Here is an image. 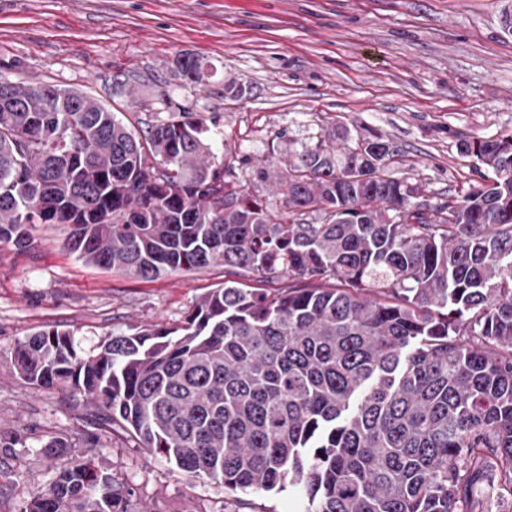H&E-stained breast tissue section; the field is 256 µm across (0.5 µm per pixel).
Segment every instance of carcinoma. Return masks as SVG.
<instances>
[{
  "mask_svg": "<svg viewBox=\"0 0 512 512\" xmlns=\"http://www.w3.org/2000/svg\"><path fill=\"white\" fill-rule=\"evenodd\" d=\"M207 133L182 110L139 138L81 91L0 81L1 244L66 224L95 266L227 275L177 328L86 351L47 326L12 350L16 375L84 394L95 425L228 495L293 487L303 512H475L489 469L512 486V132L461 141L480 182L431 203L390 174L383 135L345 130L288 153L282 214ZM130 496L75 455L24 512Z\"/></svg>",
  "mask_w": 512,
  "mask_h": 512,
  "instance_id": "cac0c4a2",
  "label": "carcinoma"
}]
</instances>
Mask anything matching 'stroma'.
Returning <instances> with one entry per match:
<instances>
[{
  "mask_svg": "<svg viewBox=\"0 0 512 512\" xmlns=\"http://www.w3.org/2000/svg\"><path fill=\"white\" fill-rule=\"evenodd\" d=\"M512 0H0V81L78 89L132 132L182 108L201 115L218 158L249 190L283 199L256 171L284 162L344 126L383 134L390 171L437 201L478 177L460 140L512 131ZM192 54L206 86L178 75ZM235 77L246 98L224 95ZM62 225H36L29 247L0 245V512H24L53 477L41 453L52 437L112 467L133 491L132 512H300L293 489L225 496L159 455L94 428L83 395L33 387L14 374L15 344L48 325L77 331L82 348L155 323L182 326L224 269L145 281L85 264ZM175 65L183 79L193 85H205L211 76V64L196 56L178 57Z\"/></svg>",
  "mask_w": 512,
  "mask_h": 512,
  "instance_id": "obj_1",
  "label": "stroma"
}]
</instances>
